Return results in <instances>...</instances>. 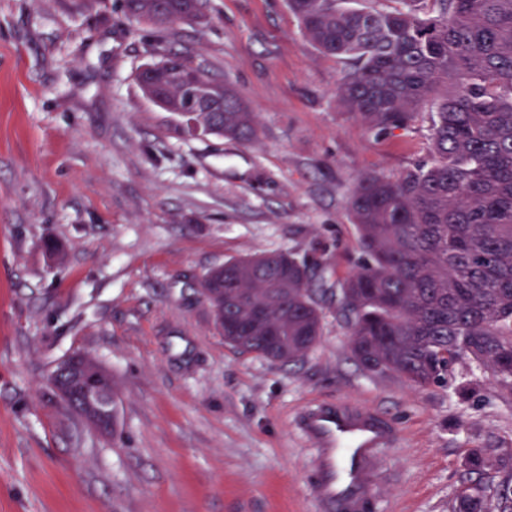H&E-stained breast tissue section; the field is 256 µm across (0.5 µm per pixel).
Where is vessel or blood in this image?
I'll use <instances>...</instances> for the list:
<instances>
[{
    "instance_id": "b4317fda",
    "label": "vessel or blood",
    "mask_w": 512,
    "mask_h": 512,
    "mask_svg": "<svg viewBox=\"0 0 512 512\" xmlns=\"http://www.w3.org/2000/svg\"><path fill=\"white\" fill-rule=\"evenodd\" d=\"M296 426L310 447L318 512H363L376 458L396 441L395 428L376 410L344 403L307 407Z\"/></svg>"
}]
</instances>
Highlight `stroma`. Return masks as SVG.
Masks as SVG:
<instances>
[{
  "label": "stroma",
  "mask_w": 512,
  "mask_h": 512,
  "mask_svg": "<svg viewBox=\"0 0 512 512\" xmlns=\"http://www.w3.org/2000/svg\"><path fill=\"white\" fill-rule=\"evenodd\" d=\"M161 30L123 0H0V512H317L297 411L377 409L400 440L367 512H452L512 461V394L459 361L416 387L353 356L335 290L361 262L359 178L429 162L434 108L390 134L337 107L345 64L287 0H202ZM234 86L258 134L171 135L137 74L162 49ZM289 250L325 290L319 343L286 365L225 344L195 284ZM117 385L114 434L52 391L72 351Z\"/></svg>",
  "instance_id": "obj_1"
}]
</instances>
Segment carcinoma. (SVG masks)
<instances>
[{
  "mask_svg": "<svg viewBox=\"0 0 512 512\" xmlns=\"http://www.w3.org/2000/svg\"><path fill=\"white\" fill-rule=\"evenodd\" d=\"M129 17L159 29L201 20L200 0H124ZM395 8L360 0H288L307 40L351 61L336 104L367 130L389 134L432 100V159L395 176H362L350 212L365 262L340 285L352 317L350 346L368 370L414 386L452 377L469 359L512 394V0H396ZM147 98L172 116L193 97L196 65L176 52L138 74ZM210 135L249 142L256 119L224 85V111L203 109ZM264 257L281 284L246 256L208 271L216 326L224 342L259 358L291 363L322 335V310L310 265L291 251ZM262 308L265 321L254 319ZM94 389L117 397L106 370ZM78 416L97 415L74 392ZM453 512H512V474L495 491L464 486Z\"/></svg>",
  "mask_w": 512,
  "mask_h": 512,
  "instance_id": "carcinoma-1",
  "label": "carcinoma"
}]
</instances>
